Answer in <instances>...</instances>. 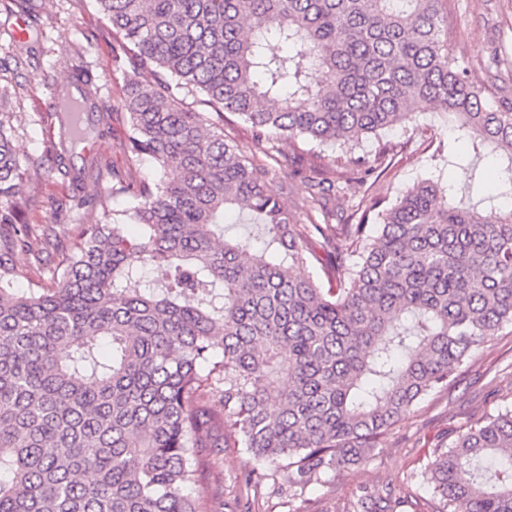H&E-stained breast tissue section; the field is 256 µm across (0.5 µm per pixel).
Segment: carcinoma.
Instances as JSON below:
<instances>
[{"label": "carcinoma", "instance_id": "cac0c4a2", "mask_svg": "<svg viewBox=\"0 0 512 512\" xmlns=\"http://www.w3.org/2000/svg\"><path fill=\"white\" fill-rule=\"evenodd\" d=\"M442 2L96 0L126 77L125 153L155 177L114 174L125 208L36 235L0 113V512H212L196 489L227 435L250 455L245 487L275 467L303 490L366 463L512 325V208L496 204L512 197V105L470 80ZM2 13L39 27L34 0H0ZM83 85L80 69L61 85L55 154L86 141L71 112L95 111ZM412 105L447 115L473 152L466 187L424 179L356 224L296 223L331 217L343 186L316 166L285 207L270 136L349 155ZM226 113L264 157L224 139ZM484 152L503 159L495 197L474 189ZM227 208L261 222L262 248L224 238ZM48 251L35 287H10L27 275L17 253ZM311 261L327 285L297 273ZM422 478L438 512H512V409L435 449Z\"/></svg>", "mask_w": 512, "mask_h": 512}]
</instances>
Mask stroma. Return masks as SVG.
I'll use <instances>...</instances> for the list:
<instances>
[{
    "label": "stroma",
    "mask_w": 512,
    "mask_h": 512,
    "mask_svg": "<svg viewBox=\"0 0 512 512\" xmlns=\"http://www.w3.org/2000/svg\"><path fill=\"white\" fill-rule=\"evenodd\" d=\"M448 43L462 55L465 67L492 101L512 102V0H444ZM14 20L0 14V85L9 95L0 110L14 113L12 138L26 171L22 192L29 200L23 220L28 224H91L95 208L76 205L70 181L61 175L49 151L57 132L56 83L76 67L88 76L85 92L110 118L87 145L86 156L70 157L82 166L84 157L95 164L84 195L122 209L113 198L112 176L130 180L153 175L149 162L130 166L125 150L127 124L121 109L124 76L112 66V26L95 0H46L40 28L27 43L11 38ZM278 160L276 178L292 204L306 192L308 156L288 141L273 139ZM461 150L446 115L417 112L403 125L361 139L355 149L372 175L347 183L336 199V221L345 223L361 214L371 199L395 200L414 183L436 174L465 183L466 175L450 166ZM512 405V327L475 349L454 386L422 399L401 419L371 453L368 463L322 476L303 495L289 489L281 475H269L257 487L240 481L250 464L245 449L228 448L203 492L215 512H353L360 496L390 497L394 512H436L438 502L422 483L421 467L435 448L448 444L455 431L481 417Z\"/></svg>",
    "instance_id": "stroma-1"
}]
</instances>
